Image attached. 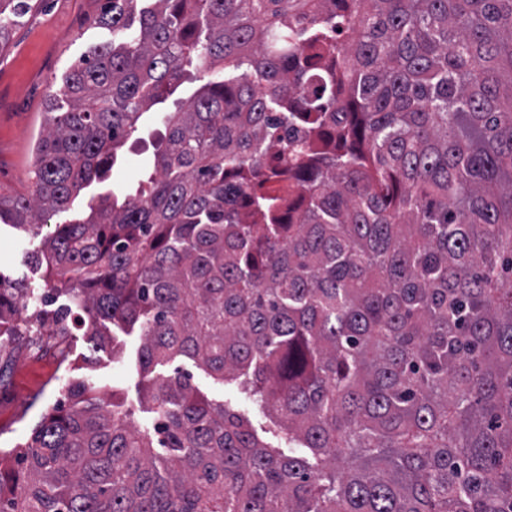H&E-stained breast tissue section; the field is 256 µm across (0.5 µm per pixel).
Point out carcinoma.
Returning <instances> with one entry per match:
<instances>
[{
	"instance_id": "cac0c4a2",
	"label": "carcinoma",
	"mask_w": 512,
	"mask_h": 512,
	"mask_svg": "<svg viewBox=\"0 0 512 512\" xmlns=\"http://www.w3.org/2000/svg\"><path fill=\"white\" fill-rule=\"evenodd\" d=\"M0 0V45L8 13ZM65 76L43 226L105 180L142 115L153 167L58 224L44 297L100 346L141 336L275 414L286 456L175 369L152 427L85 382L0 456V512H512V0H105ZM0 288V338L40 335ZM23 465L22 471L10 461Z\"/></svg>"
}]
</instances>
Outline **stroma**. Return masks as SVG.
Returning a JSON list of instances; mask_svg holds the SVG:
<instances>
[{
  "label": "stroma",
  "mask_w": 512,
  "mask_h": 512,
  "mask_svg": "<svg viewBox=\"0 0 512 512\" xmlns=\"http://www.w3.org/2000/svg\"><path fill=\"white\" fill-rule=\"evenodd\" d=\"M30 3L11 23L0 49V193L7 196L34 191L37 140L54 95L89 46L112 38L99 23L102 0ZM142 125L139 137L126 143L125 160L109 180L82 189L70 211L49 215L48 224L86 217L100 196L152 164L158 141L152 114H144ZM41 247V237L28 227L0 224V275L13 284L42 288L44 269L34 259ZM140 343L139 336L117 329L107 345L96 348L78 323L61 342L50 336H15L5 342L0 347V453L26 442L42 412L63 400L65 386L74 378L112 393L137 424H148L152 413L141 397L153 376L139 366ZM182 367L202 393L244 412L266 442L287 450L266 410L236 384L221 382L189 361Z\"/></svg>",
  "instance_id": "obj_1"
}]
</instances>
